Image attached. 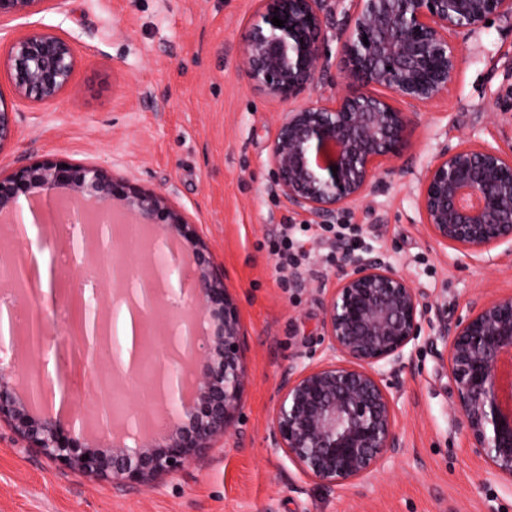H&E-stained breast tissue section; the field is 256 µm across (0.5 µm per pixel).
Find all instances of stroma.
I'll return each instance as SVG.
<instances>
[{
  "instance_id": "stroma-1",
  "label": "stroma",
  "mask_w": 512,
  "mask_h": 512,
  "mask_svg": "<svg viewBox=\"0 0 512 512\" xmlns=\"http://www.w3.org/2000/svg\"><path fill=\"white\" fill-rule=\"evenodd\" d=\"M259 0H67L34 19L0 25V38L35 21L71 37L76 88L47 104L17 105L16 135L0 172L46 157L102 164L171 198L198 224L245 333L248 379L224 448L203 465L151 487L118 490L24 447L0 425V512H512V490L490 480L455 413L436 356L437 316H465L472 301L512 292V247L475 261L437 242L423 222L417 178L440 145H512V16H495L462 45L447 99L422 109L412 150L371 202L344 223L361 246L392 254L428 303L412 360L392 390L404 453L366 484L328 488L274 448L270 425L289 366L318 349L322 301L336 268L321 225L291 210L267 165L286 103L243 72V37ZM312 249L310 272L282 287L273 242L282 225ZM47 393L89 391L77 367L50 374L45 355H24Z\"/></svg>"
}]
</instances>
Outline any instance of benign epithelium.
I'll use <instances>...</instances> for the list:
<instances>
[{"mask_svg":"<svg viewBox=\"0 0 512 512\" xmlns=\"http://www.w3.org/2000/svg\"><path fill=\"white\" fill-rule=\"evenodd\" d=\"M48 0H0V20L28 18ZM262 0L243 42L245 76L269 98L289 104L268 157L276 191L297 212L326 224L369 199L412 147L417 108L448 98L461 65V44L495 15L512 16V0ZM284 21L278 27L273 17ZM336 26L341 93L329 101L299 99L329 80L327 31ZM74 41L31 23L14 35L0 57L10 98L0 93V148L15 132L17 102L49 103L75 88ZM338 167L332 172L331 167ZM418 206L432 235L445 246L482 261L512 245V147L489 143L443 146L425 166L416 187ZM100 207L97 223L85 210L67 211L69 227L51 235L40 225L41 249L60 246L89 255L112 249V205L133 223L162 229L163 242L187 269L156 286L166 262L153 261L139 276L117 280L120 296L134 280L149 289L156 309L174 294L186 307L166 337L168 364L155 369L178 381L156 401L165 420L150 437V418L135 412L112 421L119 430L105 443L89 435L77 412L34 402L20 387L13 330L0 349V423L51 463L112 483L148 487L207 461L224 445L238 416L247 377L244 333L224 272L211 258L198 225L168 195L143 188L104 165L45 159L0 173V215L15 219L23 205L55 204L61 197ZM336 288L323 299L319 358L295 364L284 375L271 421L274 447L298 471L326 487L367 482L402 451L395 399L386 381L410 362L425 316L422 293L391 257L342 251ZM94 301L71 298L73 320L64 331L79 336L84 359L96 363L102 343L112 360L123 352L117 334L121 300L103 311ZM438 356L448 373L453 405L475 452L490 474L512 489V409L502 364L512 355V292L475 300L464 319L439 323Z\"/></svg>","mask_w":512,"mask_h":512,"instance_id":"obj_1","label":"benign epithelium"}]
</instances>
